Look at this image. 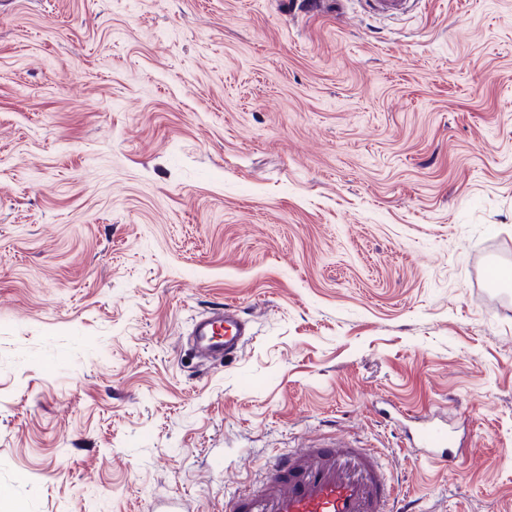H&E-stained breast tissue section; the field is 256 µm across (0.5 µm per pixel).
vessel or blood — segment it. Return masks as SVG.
<instances>
[{
  "label": "vessel or blood",
  "instance_id": "b4317fda",
  "mask_svg": "<svg viewBox=\"0 0 512 512\" xmlns=\"http://www.w3.org/2000/svg\"><path fill=\"white\" fill-rule=\"evenodd\" d=\"M369 12L392 17L413 0H360ZM199 358H238L252 336L250 321L224 304L196 317L189 331ZM393 426L429 464L455 463L448 419L432 415L393 419ZM399 492L380 458L344 436L309 440L307 447L266 458L253 489L228 497L224 512H395Z\"/></svg>",
  "mask_w": 512,
  "mask_h": 512
}]
</instances>
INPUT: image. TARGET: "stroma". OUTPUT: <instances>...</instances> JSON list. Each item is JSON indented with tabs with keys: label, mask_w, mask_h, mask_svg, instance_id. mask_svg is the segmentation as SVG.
Here are the masks:
<instances>
[{
	"label": "stroma",
	"mask_w": 512,
	"mask_h": 512,
	"mask_svg": "<svg viewBox=\"0 0 512 512\" xmlns=\"http://www.w3.org/2000/svg\"><path fill=\"white\" fill-rule=\"evenodd\" d=\"M512 0H0V512H224L342 432L512 512ZM255 336L205 364L192 319ZM447 412L434 467L380 415ZM365 9L373 14L385 17L397 16L407 12L413 0H360ZM199 358L224 363L238 358L252 336L250 321L225 303L196 317L188 333Z\"/></svg>",
	"instance_id": "35a3bbf8"
}]
</instances>
